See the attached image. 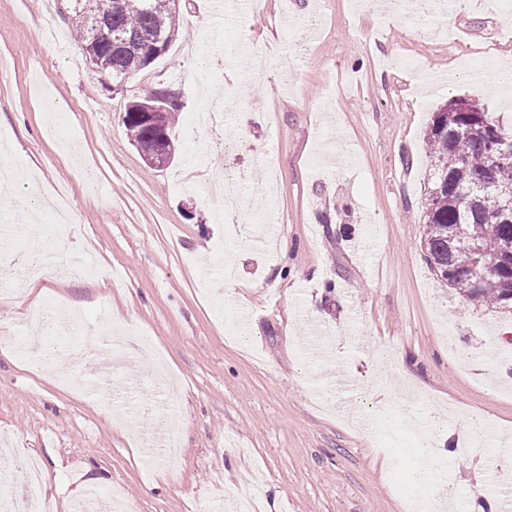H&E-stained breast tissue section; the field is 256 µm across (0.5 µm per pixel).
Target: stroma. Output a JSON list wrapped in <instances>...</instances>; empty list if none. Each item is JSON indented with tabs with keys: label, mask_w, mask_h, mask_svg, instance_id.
<instances>
[{
	"label": "stroma",
	"mask_w": 512,
	"mask_h": 512,
	"mask_svg": "<svg viewBox=\"0 0 512 512\" xmlns=\"http://www.w3.org/2000/svg\"><path fill=\"white\" fill-rule=\"evenodd\" d=\"M180 0L184 29L168 53L107 88L84 60L67 0H0V151L17 178L63 190L77 247L94 244V275L67 262L26 293L23 264L0 265V471L36 457L50 512H72L89 478L91 512H403L407 498L444 512H505L512 496V311L463 299L425 261L424 137L448 101L450 64L475 73L467 98L512 124V9L472 0L418 17L371 0ZM205 69H197L198 57ZM177 89L173 161L150 165L122 117L149 86ZM236 95L225 100L226 86ZM66 101L68 111L57 108ZM261 112L246 131L194 121L205 104ZM276 182L278 234L254 252L211 192L258 220L249 185ZM28 218L0 196V253L24 251ZM237 296L227 299L224 266ZM79 317L55 337L60 372L37 373L15 350L33 303ZM249 307V340L226 333ZM129 331L120 351L111 327ZM120 357L107 403L90 381ZM351 375L354 385L341 384ZM173 403L178 461L146 442ZM472 441L454 442L468 419ZM440 463L427 479L420 421Z\"/></svg>",
	"instance_id": "stroma-1"
}]
</instances>
